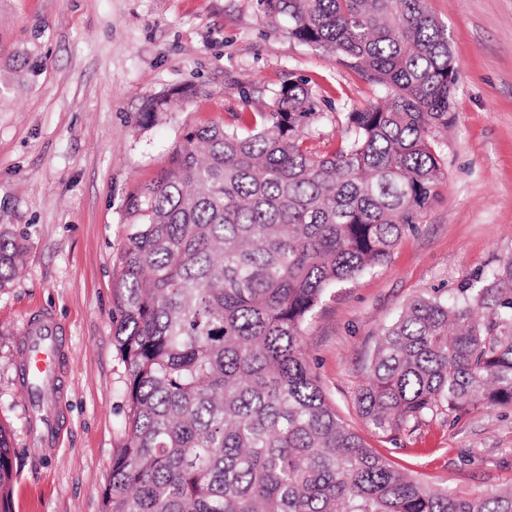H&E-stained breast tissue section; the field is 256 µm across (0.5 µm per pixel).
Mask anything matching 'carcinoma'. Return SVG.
Wrapping results in <instances>:
<instances>
[{"instance_id": "carcinoma-1", "label": "carcinoma", "mask_w": 512, "mask_h": 512, "mask_svg": "<svg viewBox=\"0 0 512 512\" xmlns=\"http://www.w3.org/2000/svg\"><path fill=\"white\" fill-rule=\"evenodd\" d=\"M264 19L323 51L383 100L330 119L288 73L268 109L185 131L126 200L114 348L127 441L103 512H512L432 488L377 454L327 401L304 346L328 290L385 263L447 179L435 131L459 82L427 0H258ZM168 96L146 100V117ZM26 248L0 229V291ZM355 406L392 441L445 412L512 407V257L459 296L420 294L384 326ZM15 463L0 426V512Z\"/></svg>"}]
</instances>
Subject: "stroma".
<instances>
[{"mask_svg":"<svg viewBox=\"0 0 512 512\" xmlns=\"http://www.w3.org/2000/svg\"><path fill=\"white\" fill-rule=\"evenodd\" d=\"M447 25L460 78L442 137L448 176L391 257L331 289L306 329L323 391L356 431L354 395L381 328L413 296L452 297L512 256V0H427ZM41 67L17 78L18 54ZM334 93L335 109L379 96L322 52L267 24L257 0H0V227L27 247L0 291V425L17 461L12 512H102L126 442V369L113 346L126 199L184 132L266 110L288 73ZM173 106L143 122L147 98ZM50 309L68 347L65 426L52 458L29 445L15 342ZM368 442L437 486L481 496L512 485V407H478L392 443Z\"/></svg>","mask_w":512,"mask_h":512,"instance_id":"1","label":"stroma"}]
</instances>
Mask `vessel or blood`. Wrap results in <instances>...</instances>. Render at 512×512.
<instances>
[{
	"instance_id": "1",
	"label": "vessel or blood",
	"mask_w": 512,
	"mask_h": 512,
	"mask_svg": "<svg viewBox=\"0 0 512 512\" xmlns=\"http://www.w3.org/2000/svg\"><path fill=\"white\" fill-rule=\"evenodd\" d=\"M17 383L24 395L35 396L43 416L30 435L37 455L53 452L61 439L63 415L57 404L66 359V341L50 313L26 319L16 340Z\"/></svg>"
}]
</instances>
